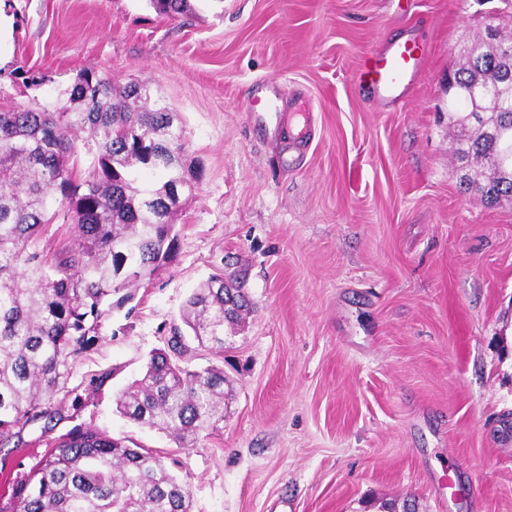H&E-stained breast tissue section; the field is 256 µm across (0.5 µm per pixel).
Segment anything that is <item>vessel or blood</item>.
<instances>
[{"label":"vessel or blood","mask_w":512,"mask_h":512,"mask_svg":"<svg viewBox=\"0 0 512 512\" xmlns=\"http://www.w3.org/2000/svg\"><path fill=\"white\" fill-rule=\"evenodd\" d=\"M426 60L425 46L415 39L389 43L372 54L360 79L374 101L384 106L393 104L410 94ZM281 91L279 84L266 86L252 107L256 123L263 126L267 134L275 137L283 132L279 108Z\"/></svg>","instance_id":"1"}]
</instances>
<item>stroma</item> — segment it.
I'll use <instances>...</instances> for the list:
<instances>
[{"mask_svg": "<svg viewBox=\"0 0 512 512\" xmlns=\"http://www.w3.org/2000/svg\"><path fill=\"white\" fill-rule=\"evenodd\" d=\"M191 3L0 0V111L66 102L85 68L145 82L203 170L173 260L104 313L59 417L0 447V491L81 425L157 453L191 512H512V200L461 193L445 92L500 0ZM409 36L425 68L379 107L356 76ZM268 79L287 90L278 138L251 117ZM218 273L255 309L223 348L188 353L232 395L218 431L181 445L115 397Z\"/></svg>", "mask_w": 512, "mask_h": 512, "instance_id": "stroma-1", "label": "stroma"}]
</instances>
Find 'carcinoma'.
Wrapping results in <instances>:
<instances>
[{"label": "carcinoma", "mask_w": 512, "mask_h": 512, "mask_svg": "<svg viewBox=\"0 0 512 512\" xmlns=\"http://www.w3.org/2000/svg\"><path fill=\"white\" fill-rule=\"evenodd\" d=\"M162 14H184L189 0H151ZM455 70L461 94L456 157L470 172L461 188L490 200L512 198V168L500 166L499 133L512 125V38L482 37L463 47ZM490 94H471L475 84ZM66 103L0 112V445L28 425L52 420L69 360L99 334L103 304L173 256L172 216L199 188L185 156L177 114L145 83L121 89L93 69L78 75ZM90 157L77 174V156ZM74 240L49 258L32 248L58 217ZM253 305L242 288L211 277L187 300L169 339L144 374L116 397L129 420L178 444L224 422V369H191L188 341L224 347V326ZM0 512H190L186 485L147 449L77 426L0 494Z\"/></svg>", "instance_id": "obj_1"}]
</instances>
